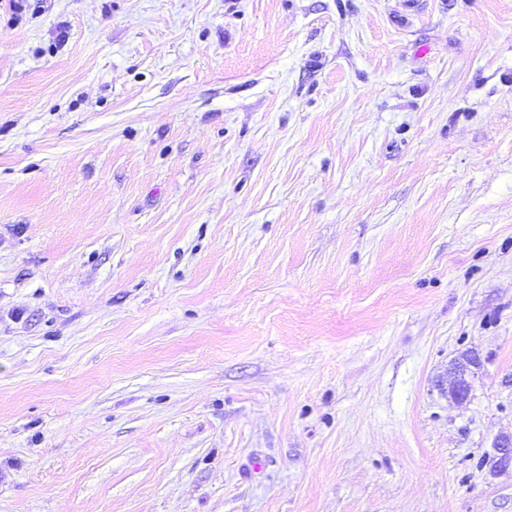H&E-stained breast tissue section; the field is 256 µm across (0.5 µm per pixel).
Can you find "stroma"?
<instances>
[{
    "mask_svg": "<svg viewBox=\"0 0 512 512\" xmlns=\"http://www.w3.org/2000/svg\"><path fill=\"white\" fill-rule=\"evenodd\" d=\"M510 433L512 0H0V512H512ZM479 366L478 359L472 354H463L455 358L448 367V398L457 404L465 402L471 391L473 369Z\"/></svg>",
    "mask_w": 512,
    "mask_h": 512,
    "instance_id": "1",
    "label": "stroma"
}]
</instances>
